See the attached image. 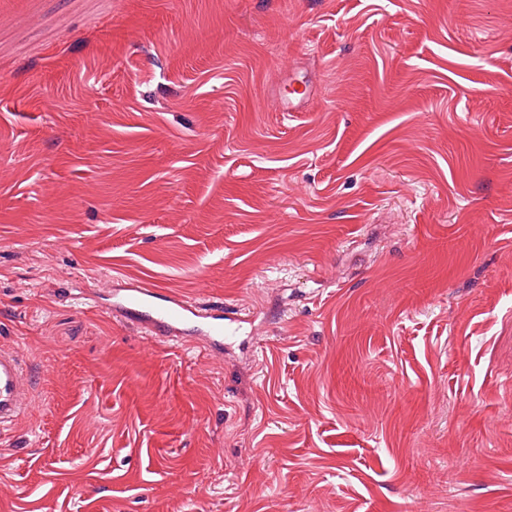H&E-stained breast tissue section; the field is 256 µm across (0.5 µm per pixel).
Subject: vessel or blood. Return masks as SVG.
<instances>
[{
	"label": "vessel or blood",
	"instance_id": "obj_1",
	"mask_svg": "<svg viewBox=\"0 0 512 512\" xmlns=\"http://www.w3.org/2000/svg\"><path fill=\"white\" fill-rule=\"evenodd\" d=\"M121 315L161 339L177 336L188 322H202L206 327L207 343L222 346L225 337L235 335L237 308H227L216 315L204 302L158 294L151 288L137 290L126 296L120 307ZM38 376L29 361L13 350L0 349V432L16 422L29 409Z\"/></svg>",
	"mask_w": 512,
	"mask_h": 512
}]
</instances>
